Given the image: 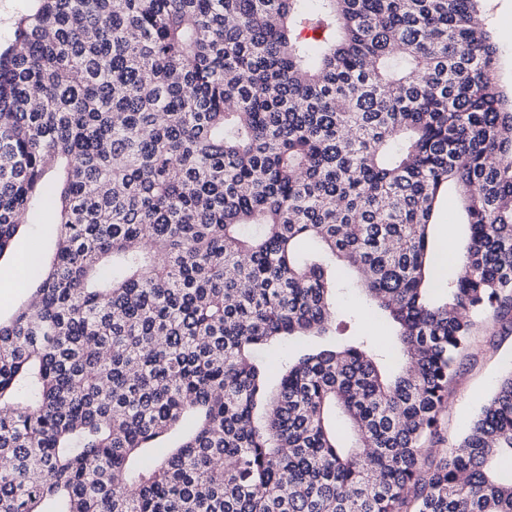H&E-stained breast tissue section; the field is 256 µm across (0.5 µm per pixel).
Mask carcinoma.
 Segmentation results:
<instances>
[{
	"label": "carcinoma",
	"mask_w": 512,
	"mask_h": 512,
	"mask_svg": "<svg viewBox=\"0 0 512 512\" xmlns=\"http://www.w3.org/2000/svg\"><path fill=\"white\" fill-rule=\"evenodd\" d=\"M38 2L0 50V257L30 213L57 237L0 321V512H512V372L425 448L473 328L512 333L481 0ZM450 186L470 241L437 301ZM309 336L268 392L257 350ZM337 295L341 307L352 308L359 318L363 317L358 326L350 333L374 336L376 343L385 349L393 344L394 339L390 328L374 317L370 307L363 301L355 288L341 285L337 290Z\"/></svg>",
	"instance_id": "1"
}]
</instances>
